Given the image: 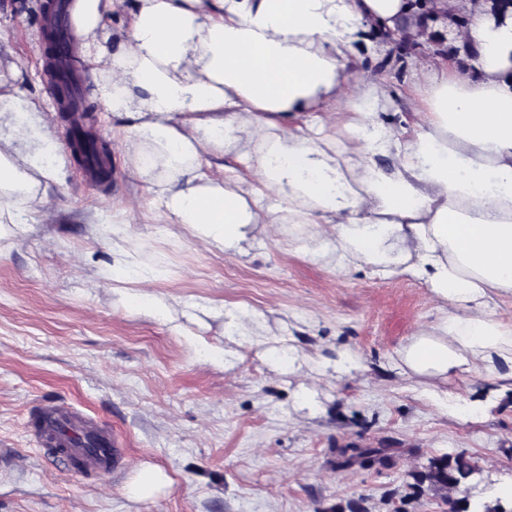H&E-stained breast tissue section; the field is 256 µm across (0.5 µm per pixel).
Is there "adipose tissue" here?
<instances>
[{
    "instance_id": "adipose-tissue-1",
    "label": "adipose tissue",
    "mask_w": 512,
    "mask_h": 512,
    "mask_svg": "<svg viewBox=\"0 0 512 512\" xmlns=\"http://www.w3.org/2000/svg\"><path fill=\"white\" fill-rule=\"evenodd\" d=\"M74 0L78 51L124 154L164 223L230 252L254 224L323 226L336 268L425 283L439 304L395 363L447 379L480 367L512 391V0ZM419 63L408 112H385L382 77L354 76L361 51L448 35ZM0 80V240L58 181L23 154L17 113H43ZM223 171V178L210 174ZM116 281L133 310L163 317L159 272L113 228Z\"/></svg>"
}]
</instances>
